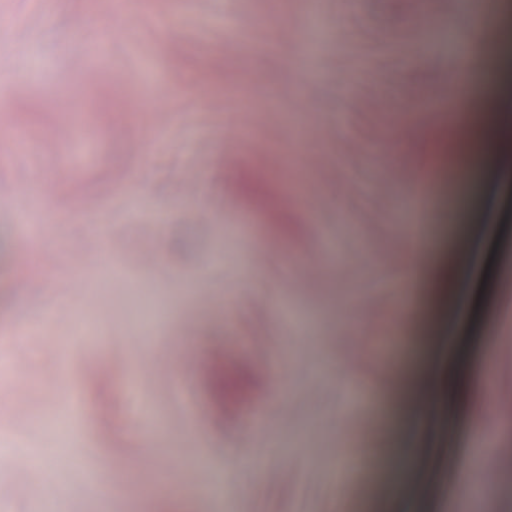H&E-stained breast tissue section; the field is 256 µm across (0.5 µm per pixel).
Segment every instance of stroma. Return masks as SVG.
<instances>
[{
    "label": "stroma",
    "instance_id": "1",
    "mask_svg": "<svg viewBox=\"0 0 512 512\" xmlns=\"http://www.w3.org/2000/svg\"><path fill=\"white\" fill-rule=\"evenodd\" d=\"M482 2L129 0L104 13L0 0V79L14 85L0 99V324L17 327L23 379L0 399L7 512L57 498L109 512L78 477L115 466L140 512H369L398 491L418 512H458L452 448L471 456L470 512H512V194L490 197L493 170L445 158L429 115L456 86L406 51L422 6L440 24L430 56L459 64L472 97L495 69L512 85V27L497 59L467 39ZM221 137L238 139L234 160L214 150ZM257 146L269 176L248 190ZM399 166L420 197L394 191ZM414 227L461 267L491 246L476 310L412 278ZM40 235L48 245L21 251ZM192 318L197 335H183ZM114 336L133 349L103 377ZM216 336L245 379L220 415L205 375L179 374ZM257 337L268 359L252 355ZM423 348L439 383L415 416L391 383ZM144 452L180 465L138 466ZM61 468L71 479L46 495Z\"/></svg>",
    "mask_w": 512,
    "mask_h": 512
}]
</instances>
